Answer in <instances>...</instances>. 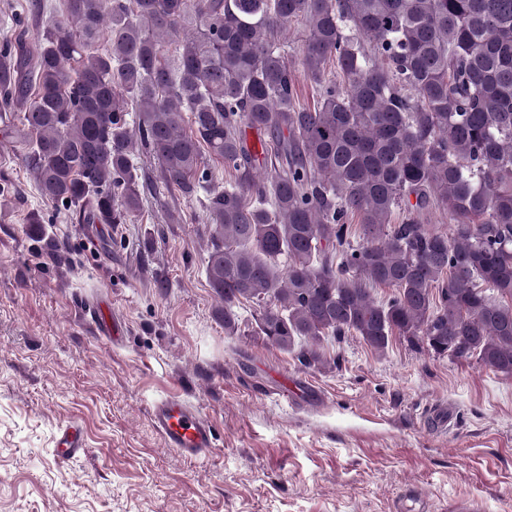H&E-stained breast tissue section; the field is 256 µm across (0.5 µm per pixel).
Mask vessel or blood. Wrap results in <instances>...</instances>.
Returning <instances> with one entry per match:
<instances>
[{
    "mask_svg": "<svg viewBox=\"0 0 512 512\" xmlns=\"http://www.w3.org/2000/svg\"><path fill=\"white\" fill-rule=\"evenodd\" d=\"M151 418L168 446L182 455L201 456L214 446L215 436L209 421L181 400L156 402L151 410ZM84 448L78 427L68 425L56 437L55 457L64 463Z\"/></svg>",
    "mask_w": 512,
    "mask_h": 512,
    "instance_id": "vessel-or-blood-1",
    "label": "vessel or blood"
}]
</instances>
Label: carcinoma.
I'll list each match as a JSON object with an SVG mask.
<instances>
[{
  "mask_svg": "<svg viewBox=\"0 0 512 512\" xmlns=\"http://www.w3.org/2000/svg\"><path fill=\"white\" fill-rule=\"evenodd\" d=\"M4 58L0 104L28 102L27 163L71 220L137 215L136 137L200 197L225 335L248 303L252 335L309 367L325 339L398 335L512 375V0H65ZM433 208L451 235L421 224ZM304 39V26L301 24H294L290 28H288V35L284 40L285 51L288 52V60L291 63L292 67L295 69L296 80L300 88L302 89L303 98L305 103L313 106V91L311 89V84L307 77H305L301 65L299 63V49L302 44V40Z\"/></svg>",
  "mask_w": 512,
  "mask_h": 512,
  "instance_id": "cac0c4a2",
  "label": "carcinoma"
}]
</instances>
